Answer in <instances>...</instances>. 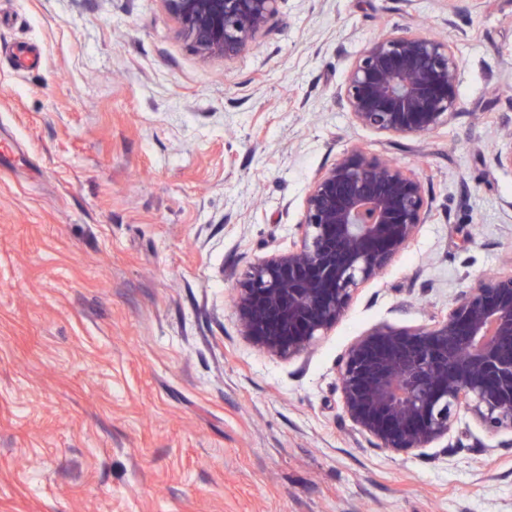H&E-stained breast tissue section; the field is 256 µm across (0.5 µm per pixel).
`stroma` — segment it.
<instances>
[{
  "label": "stroma",
  "mask_w": 512,
  "mask_h": 512,
  "mask_svg": "<svg viewBox=\"0 0 512 512\" xmlns=\"http://www.w3.org/2000/svg\"><path fill=\"white\" fill-rule=\"evenodd\" d=\"M444 35L460 108L420 136L336 105L390 29ZM512 0H280L204 57L162 0H0V512H512V432L377 448L338 362L512 269ZM361 147L430 217L309 354L240 335L236 284L300 240L314 178Z\"/></svg>",
  "instance_id": "1"
}]
</instances>
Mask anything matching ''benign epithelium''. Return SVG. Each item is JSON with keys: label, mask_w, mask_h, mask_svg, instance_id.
Returning <instances> with one entry per match:
<instances>
[{"label": "benign epithelium", "mask_w": 512, "mask_h": 512, "mask_svg": "<svg viewBox=\"0 0 512 512\" xmlns=\"http://www.w3.org/2000/svg\"><path fill=\"white\" fill-rule=\"evenodd\" d=\"M163 2L200 54L231 59L258 45L279 0ZM460 67L448 40L389 31L353 60L336 102L362 127L423 135L458 111ZM429 215L416 173L359 148L345 152L308 190L299 246L239 281L241 336L281 358L305 353ZM338 382L355 429L393 453L447 439L462 410L489 432H512V271L479 276L430 327L365 333L341 358Z\"/></svg>", "instance_id": "benign-epithelium-1"}]
</instances>
